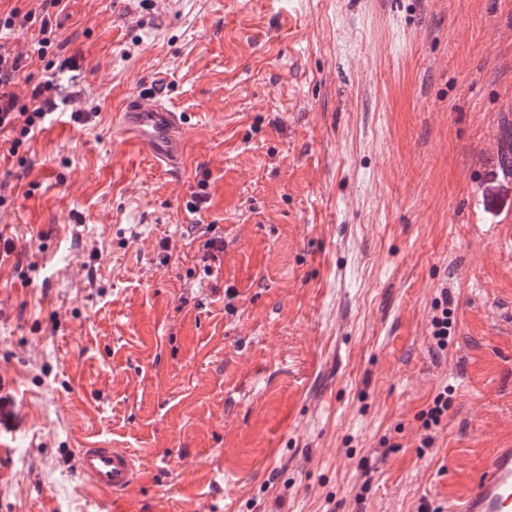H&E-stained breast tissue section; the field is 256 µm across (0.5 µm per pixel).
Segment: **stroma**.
I'll return each mask as SVG.
<instances>
[{"label": "stroma", "instance_id": "1", "mask_svg": "<svg viewBox=\"0 0 512 512\" xmlns=\"http://www.w3.org/2000/svg\"><path fill=\"white\" fill-rule=\"evenodd\" d=\"M52 24L64 51L36 21L8 40L20 106L53 77L69 117L0 132V512L458 504L512 446V0H63ZM152 82L188 121L177 169L114 132ZM87 439L142 483L88 499Z\"/></svg>", "mask_w": 512, "mask_h": 512}]
</instances>
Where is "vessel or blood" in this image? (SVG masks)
Listing matches in <instances>:
<instances>
[{
    "label": "vessel or blood",
    "mask_w": 512,
    "mask_h": 512,
    "mask_svg": "<svg viewBox=\"0 0 512 512\" xmlns=\"http://www.w3.org/2000/svg\"><path fill=\"white\" fill-rule=\"evenodd\" d=\"M164 96L157 87L139 91L120 112L119 123L159 163L173 166L186 121L165 105ZM77 470L85 487L97 496L123 497L142 480L127 449L102 444L80 449ZM451 512H512V448L495 450L471 493Z\"/></svg>",
    "instance_id": "vessel-or-blood-1"
}]
</instances>
